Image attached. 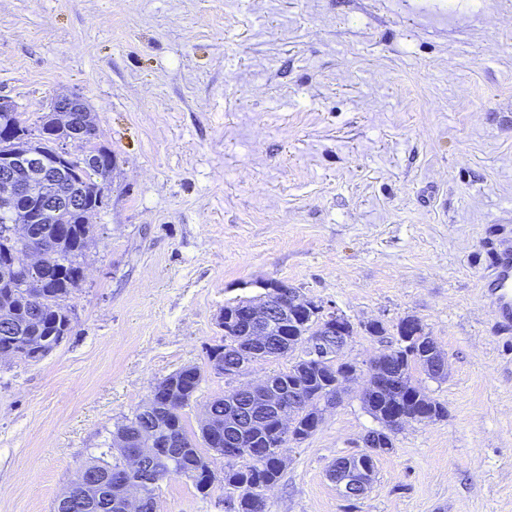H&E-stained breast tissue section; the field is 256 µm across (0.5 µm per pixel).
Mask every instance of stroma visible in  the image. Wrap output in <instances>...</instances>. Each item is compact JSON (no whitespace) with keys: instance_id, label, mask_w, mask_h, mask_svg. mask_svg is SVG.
I'll list each match as a JSON object with an SVG mask.
<instances>
[{"instance_id":"35a3bbf8","label":"stroma","mask_w":512,"mask_h":512,"mask_svg":"<svg viewBox=\"0 0 512 512\" xmlns=\"http://www.w3.org/2000/svg\"><path fill=\"white\" fill-rule=\"evenodd\" d=\"M80 94L112 152L72 330L0 364V512H54L153 385L208 369L227 303L282 280L358 331L365 366L418 319L445 418L406 424L356 500L328 477L378 423L353 382L283 450L268 512H512V332L481 279L512 237V0H0V96L30 121ZM380 322L374 337L363 323ZM164 480L157 512H234Z\"/></svg>"}]
</instances>
